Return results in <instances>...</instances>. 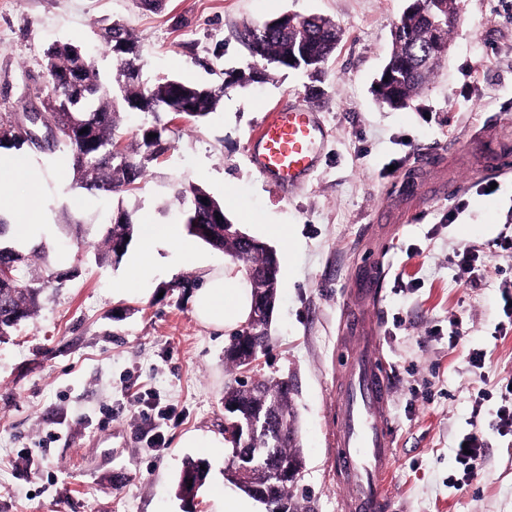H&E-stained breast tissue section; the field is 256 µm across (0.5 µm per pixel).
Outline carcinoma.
<instances>
[{"label":"carcinoma","instance_id":"obj_1","mask_svg":"<svg viewBox=\"0 0 512 512\" xmlns=\"http://www.w3.org/2000/svg\"><path fill=\"white\" fill-rule=\"evenodd\" d=\"M434 0H418L417 9L412 14H402L394 32L392 54L377 78L378 93L384 102L393 109L409 106L415 97L424 90L431 80L442 56L436 54L434 44L424 31L425 15L433 12ZM101 40L110 49L118 42L128 46L138 45L132 32L123 24L114 23L100 33ZM239 40L247 48L253 64L231 72L224 81L223 88L196 84L178 78L166 79L147 85L135 72L141 70L140 55L117 59L115 78L101 77L95 61L85 54L86 64L80 71L81 86L85 97L80 101L81 108L67 111L55 108L66 97L64 90L56 85V76L74 69V44L58 43L46 52V71L51 88L50 115L58 125V137L47 149L51 153L68 157L73 170V183L79 189L99 197L128 193L137 188L149 164L159 157L160 151L152 150V139L148 134L156 132L158 125L141 129L135 145L128 149L116 148L119 131L120 111L158 112L166 111L169 99L181 93L192 100L196 109L184 118L199 121L214 112L224 96V88L232 84H245L262 78L261 64H273L284 70L307 69L310 60H326L336 49L339 29L336 24L322 16L315 15L303 22L283 25L281 17H276L260 25L247 26L239 33ZM87 132L80 133V130ZM183 205V218L189 220L186 230L195 235L192 225L214 224V215L225 217L224 204L213 198L205 189L193 186L179 192ZM207 202H201V199ZM135 234V224L128 212L121 210L106 222L102 238L105 254L119 260L127 252ZM224 250L241 262L245 273L257 272L264 267L266 258L260 253L247 249L238 239L224 241ZM50 246L43 241L33 242L30 248L19 250L13 246L0 244V268L7 269L10 278L0 282V337L7 336L22 321L31 317L39 307L40 296L49 283H62L63 276L47 274V278L35 277L31 266L34 260H47ZM256 328L248 325L235 332L227 349V360L236 368L246 365L252 353L240 350V344L250 339L255 341L257 350L265 349L268 334L252 336ZM268 400L275 398L279 414L295 416L291 404V392L282 389L277 379L259 380L247 385H230L224 393V400L243 398L252 391ZM275 426L264 432H257L245 440L247 448H268L272 444ZM286 461L296 469L303 468L302 448L297 441L278 449ZM202 460H189L185 463L178 481V493L182 499L194 498L198 489L205 483L209 470L201 469ZM293 484L280 486L270 502L264 503L266 512L284 505L288 512H299L293 500Z\"/></svg>","mask_w":512,"mask_h":512}]
</instances>
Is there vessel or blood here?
I'll return each instance as SVG.
<instances>
[{
    "label": "vessel or blood",
    "instance_id": "1",
    "mask_svg": "<svg viewBox=\"0 0 512 512\" xmlns=\"http://www.w3.org/2000/svg\"><path fill=\"white\" fill-rule=\"evenodd\" d=\"M325 137L314 113L301 107L277 109L250 137L248 159L259 175L279 188H291L317 168ZM344 323L352 348L337 390L331 471L346 490L343 512H391L387 480L395 456L388 416L392 385L383 371L374 324L355 304Z\"/></svg>",
    "mask_w": 512,
    "mask_h": 512
}]
</instances>
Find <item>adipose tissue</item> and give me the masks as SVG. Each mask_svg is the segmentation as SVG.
<instances>
[{
    "mask_svg": "<svg viewBox=\"0 0 512 512\" xmlns=\"http://www.w3.org/2000/svg\"><path fill=\"white\" fill-rule=\"evenodd\" d=\"M22 158L16 153H0V214L12 219L11 239L24 244L33 239L42 226V211L38 197L25 202L15 199L14 182L25 177ZM141 248L132 258L128 277L119 284L118 293L144 292L153 278L155 253L163 245H178L182 257L200 270V285L191 295L195 318L214 331L232 330L247 320L252 308V290L238 275L224 266L201 260L192 241L179 238L168 224H143L139 227Z\"/></svg>",
    "mask_w": 512,
    "mask_h": 512,
    "instance_id": "1",
    "label": "adipose tissue"
}]
</instances>
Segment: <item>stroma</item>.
Masks as SVG:
<instances>
[{"label": "stroma", "mask_w": 512, "mask_h": 512, "mask_svg": "<svg viewBox=\"0 0 512 512\" xmlns=\"http://www.w3.org/2000/svg\"><path fill=\"white\" fill-rule=\"evenodd\" d=\"M505 0H458V23L437 76L406 109L382 104L372 84L391 51L407 0H0V120L44 107V53L85 46L106 77L116 59L99 39L120 22L140 46L142 78L214 85L251 58L243 26L285 13L320 15L340 42L318 81L267 68L263 82L226 90L193 123L163 112L122 115L120 146L143 124L171 125L172 148L150 164L138 190L109 199L71 189L63 160L29 147L53 250L36 275L67 273L45 289L35 315L0 338V512H224L227 448H189V434L224 433V391L238 373L225 358L229 332L203 328L183 280L198 271L174 247L143 295L117 294L127 259L105 255L93 216L117 209L133 223L181 224L179 191L197 185L230 221L266 240L279 258L280 293L270 344L255 377L285 378L306 464L292 490L301 512H340L329 468L337 375L350 346L343 313L362 269L382 257L386 277L373 317L391 374L396 456L389 489L396 512H512V436L493 433L502 385L512 380V176L476 178L489 155L512 157V11ZM299 103L327 138L317 171L278 189L247 159L269 110ZM443 179L466 183L453 200L430 198ZM285 228L286 241L263 227ZM479 252L472 270L458 253ZM457 344H449L452 331ZM485 354L484 368L469 354ZM488 446L469 485L450 487L457 446L472 430ZM164 444L152 447L150 433ZM54 442H47V435ZM209 475L193 504L177 496L186 459Z\"/></svg>", "instance_id": "35a3bbf8"}]
</instances>
